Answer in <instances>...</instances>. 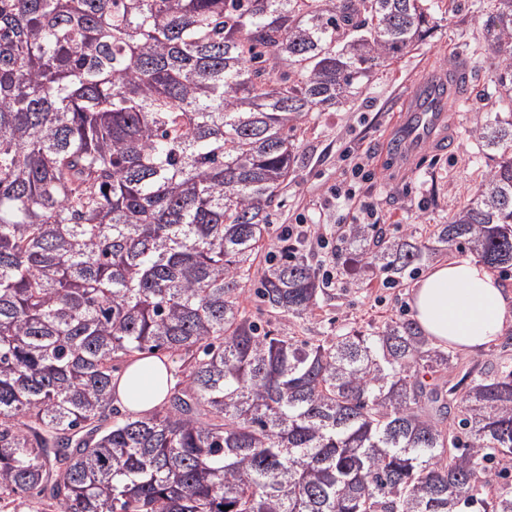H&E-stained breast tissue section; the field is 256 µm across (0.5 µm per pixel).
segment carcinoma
<instances>
[{
  "label": "carcinoma",
  "mask_w": 512,
  "mask_h": 512,
  "mask_svg": "<svg viewBox=\"0 0 512 512\" xmlns=\"http://www.w3.org/2000/svg\"><path fill=\"white\" fill-rule=\"evenodd\" d=\"M439 0H0V503L59 512H512V366L411 320L324 339L325 294L268 210L303 121L362 93ZM498 153L434 231L512 270V0H490ZM397 283L426 243L376 241ZM182 378L147 413L118 362ZM229 510L223 511L221 507Z\"/></svg>",
  "instance_id": "obj_1"
}]
</instances>
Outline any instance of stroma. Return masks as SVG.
Segmentation results:
<instances>
[{
    "label": "stroma",
    "instance_id": "stroma-1",
    "mask_svg": "<svg viewBox=\"0 0 512 512\" xmlns=\"http://www.w3.org/2000/svg\"><path fill=\"white\" fill-rule=\"evenodd\" d=\"M488 15L487 0H454L452 9L436 12L434 30L425 41L375 68L367 88L353 103L313 113L305 121L298 133L302 161L269 210L267 240L277 248L283 244L288 225H323L329 240L326 249H311L303 241L298 247L318 272L330 273L332 283L313 313L298 318L265 317L273 333L320 339L412 318L410 299L416 276L390 284L384 274L371 268L349 275L343 262L354 248L344 239L342 227L369 207L380 217L379 224L368 231L369 240L381 236L389 241L408 237L423 241L473 197L495 159L493 153L483 151L471 130L478 116L498 111L496 99L472 98L460 103L464 120L456 148L443 155L427 154L408 173L394 174L380 151L398 100L425 72L448 57H467L470 82L491 89L492 55L471 53L485 41ZM359 157L368 165L369 179L353 183L351 197L334 199V190Z\"/></svg>",
    "mask_w": 512,
    "mask_h": 512
}]
</instances>
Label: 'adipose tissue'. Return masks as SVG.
I'll list each match as a JSON object with an SVG mask.
<instances>
[{"label": "adipose tissue", "mask_w": 512, "mask_h": 512, "mask_svg": "<svg viewBox=\"0 0 512 512\" xmlns=\"http://www.w3.org/2000/svg\"><path fill=\"white\" fill-rule=\"evenodd\" d=\"M415 321L433 345L473 353L512 326V297L488 268L470 257L433 264L412 290ZM170 375L162 359L140 360L119 376L116 405L147 412L163 402Z\"/></svg>", "instance_id": "obj_1"}]
</instances>
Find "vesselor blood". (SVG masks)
Masks as SVG:
<instances>
[{
	"instance_id": "b4317fda",
	"label": "vessel or blood",
	"mask_w": 512,
	"mask_h": 512,
	"mask_svg": "<svg viewBox=\"0 0 512 512\" xmlns=\"http://www.w3.org/2000/svg\"><path fill=\"white\" fill-rule=\"evenodd\" d=\"M469 67L460 59L433 69L410 93L386 136V152L393 168L414 167L425 148L440 154L456 145L448 100L468 79Z\"/></svg>"
}]
</instances>
